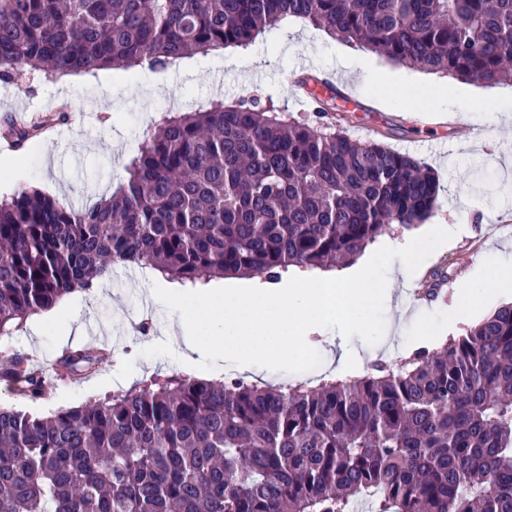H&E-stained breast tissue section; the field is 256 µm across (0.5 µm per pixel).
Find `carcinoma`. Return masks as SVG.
<instances>
[{"label": "carcinoma", "instance_id": "1", "mask_svg": "<svg viewBox=\"0 0 512 512\" xmlns=\"http://www.w3.org/2000/svg\"><path fill=\"white\" fill-rule=\"evenodd\" d=\"M300 18L408 70L512 79V0H0V80L164 70ZM260 98L162 117L92 204L0 199V335L114 265L188 288L329 269L425 221L440 184L414 157ZM40 125L6 124L23 144ZM107 358L65 352L72 376ZM43 398L24 354L0 379ZM512 512V303L397 370L283 386L171 376L50 417L0 407V512Z\"/></svg>", "mask_w": 512, "mask_h": 512}]
</instances>
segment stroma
I'll use <instances>...</instances> for the list:
<instances>
[{
	"instance_id": "stroma-1",
	"label": "stroma",
	"mask_w": 512,
	"mask_h": 512,
	"mask_svg": "<svg viewBox=\"0 0 512 512\" xmlns=\"http://www.w3.org/2000/svg\"><path fill=\"white\" fill-rule=\"evenodd\" d=\"M341 46L340 40L308 22L291 18L266 28L250 54H198L189 70L140 65L111 82L100 72L84 74L74 86L64 78L50 81L20 70L13 83H0V123L46 113L64 102L72 114L54 126L52 135H41L24 150L0 149V194L10 195L19 186L38 189L50 181L74 206L93 203L124 181L126 165L139 152L151 121L169 112L203 111L217 101L247 103L256 95L288 116L308 118L313 105L306 101L307 89L299 80L312 74L336 86L342 97L339 109L352 117L344 127L351 138L384 142L436 174L440 204L431 219L459 225L460 232L446 250L432 253L421 264L416 279L394 286L385 315L390 318L397 308L406 309L402 334L369 345L329 328L317 339L322 364L314 370L257 372L228 362L224 370L247 381L262 375L283 384L364 376L377 362L401 360L429 346L431 340L419 334L423 326L435 328L434 338L442 342L457 337L498 307V299L486 296L451 329L443 326L444 314L461 304V290L469 280L497 273L495 254L512 257V232L502 230L512 225V126L500 119L501 110L512 107V84H500L498 95L484 99L465 80L449 78L441 91L427 84L424 72L399 69L394 70V83L381 85L366 77L359 63L366 60L387 70L391 64L385 57L359 48L345 61ZM156 279L149 268L113 267L97 295L75 292L76 304L67 319L73 327L70 335L26 327L0 336V352L28 351L45 370L67 348L103 343L110 350L108 360L82 377L63 372L46 379L45 395L35 403L0 383V403L49 416L66 406L105 401L110 391L128 389L155 375L191 374L173 336L182 318L153 299ZM146 300L154 309L149 336L127 334V316L139 312ZM91 322L99 335H88Z\"/></svg>"
}]
</instances>
